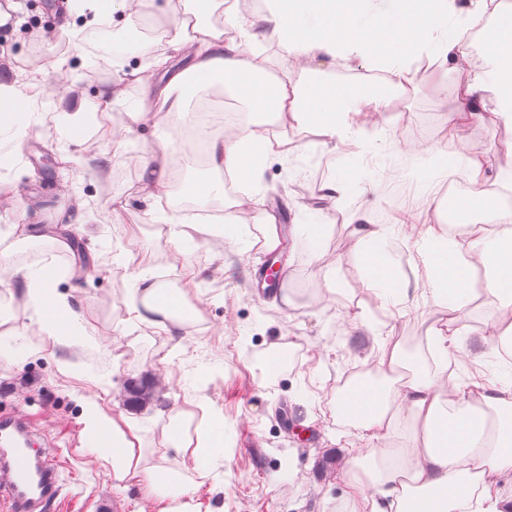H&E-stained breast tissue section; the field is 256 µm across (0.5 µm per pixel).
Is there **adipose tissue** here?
<instances>
[{
    "instance_id": "ef3b65f1",
    "label": "adipose tissue",
    "mask_w": 512,
    "mask_h": 512,
    "mask_svg": "<svg viewBox=\"0 0 512 512\" xmlns=\"http://www.w3.org/2000/svg\"><path fill=\"white\" fill-rule=\"evenodd\" d=\"M147 0H69L70 15L85 24L111 22L115 14L139 13ZM255 18H240L233 8L224 22L234 37L205 27L216 0H191L187 18H176L174 0H165L163 14L172 15L171 44L182 51L188 64L177 67L161 55L154 66L161 81H142L140 121L149 115L164 120L184 111L194 91L219 84L235 94L251 111L271 112L280 126L298 123L328 140L354 133V117L365 111L380 112L388 95L412 84L414 65L422 59L453 60L461 78L454 86L457 106L448 115V138L458 141L463 131L482 117V94L496 89L500 118L512 119V13L503 15L485 47L491 66L484 76L466 74V54L457 42H434L430 36L448 20V0H264ZM278 44L302 65L322 57L335 59L354 51L385 78L374 86L344 89L335 84L301 85L288 79L269 83L255 64L251 47L258 41ZM208 165L243 182L259 177L262 160L273 144L264 122L237 133L225 128L205 135ZM386 226L353 225L351 233L362 249L369 274L367 286L400 293L389 275L380 251L368 250L369 241L385 236ZM426 258L434 274L430 293L447 310L448 320L435 328L433 356L447 362L461 321L470 285L481 278L488 294L512 307V229L489 232L471 225L467 238L452 235L447 225L421 234ZM42 312L36 318L48 338L72 341L76 331L72 306L55 292V276L47 269L0 267ZM187 287L164 289L153 275L140 273L135 287L142 305L136 320L172 333L173 319L191 303L190 283L199 273L185 267ZM165 304H158L160 295ZM346 420L359 428L367 441L368 460H347L345 503L347 512H512V386L503 387L481 378L457 384L420 368L399 343L384 344L372 380L357 383L337 399ZM87 438L103 440L97 458L109 463L117 480L134 482L143 489L152 512H187L177 498L190 494L191 486L167 470L143 467L136 452L135 427L123 415L108 414L96 401L83 407Z\"/></svg>"
}]
</instances>
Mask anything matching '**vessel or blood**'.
<instances>
[{
	"instance_id": "vessel-or-blood-1",
	"label": "vessel or blood",
	"mask_w": 512,
	"mask_h": 512,
	"mask_svg": "<svg viewBox=\"0 0 512 512\" xmlns=\"http://www.w3.org/2000/svg\"><path fill=\"white\" fill-rule=\"evenodd\" d=\"M33 437L25 419L0 417V512H47L61 491L55 463L33 453Z\"/></svg>"
}]
</instances>
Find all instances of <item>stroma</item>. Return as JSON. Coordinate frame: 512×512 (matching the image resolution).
I'll list each match as a JSON object with an SVG mask.
<instances>
[{"label":"stroma","instance_id":"35a3bbf8","mask_svg":"<svg viewBox=\"0 0 512 512\" xmlns=\"http://www.w3.org/2000/svg\"><path fill=\"white\" fill-rule=\"evenodd\" d=\"M19 2V24L0 26V79L41 67L43 88L60 119L30 115L17 153L9 136L0 134V250L15 266L57 273L56 290L70 298L78 336L71 345L39 336L23 290L0 285V333L11 338L8 354L0 357V413L25 417L60 449L63 490L53 512H141L145 505L141 488L116 480L88 448L82 411L89 399L137 427L143 465L193 481L196 512H340L346 459L365 455L366 442L336 411L339 384L351 372L366 377L387 342L422 354L421 337L445 322L428 292L431 271L419 232L447 220L446 185L470 197L471 219L487 212L464 170L449 169L439 180L409 147L481 157L492 186L512 191V121L493 128L475 123L462 142H448L459 75L451 63L433 62L386 101L376 126L351 139L328 144L299 126L276 130L288 156L264 158L257 211L186 214L181 223L161 224L156 216L168 202L145 198V160L168 141L160 163L182 166L180 179L168 183L173 195H185L200 173L173 141L174 129L193 124L194 113H172L157 126L149 120L132 125L128 115L149 59L173 52L168 24L147 7L129 19L118 14L109 24L77 25L69 35L58 32L61 14L50 0ZM271 68L300 84L346 85L370 66L350 53L317 60L313 71L303 72L280 53ZM112 85L121 96L94 116L100 90ZM76 111L88 135L80 143L66 121ZM340 175L347 179L342 203L320 199L318 187ZM266 211L278 215L287 233L290 261L280 279L290 296L286 303L263 287ZM356 215L390 227V235L373 246L384 251L405 288V303L391 305L382 290L366 286L367 271L351 236ZM33 220L66 230L93 264L76 265L52 238L26 240L22 229ZM225 223L236 227L231 236L222 233ZM129 224L140 227L136 239L125 233ZM204 225L209 233H201ZM314 252L325 253V261H310ZM186 263L201 272L192 296L197 315L184 317L173 337L132 319L134 272L149 270L179 288ZM463 315L451 378L499 381L502 356L486 331L512 320V308L481 292ZM279 350L287 361L267 364ZM139 375L150 382V398L133 411L125 404V385ZM200 403L224 420V449L214 454L213 473L204 481L185 468L188 456L176 452L172 433L174 413L195 411ZM295 424L303 435L292 432Z\"/></svg>","mask_w":512,"mask_h":512}]
</instances>
